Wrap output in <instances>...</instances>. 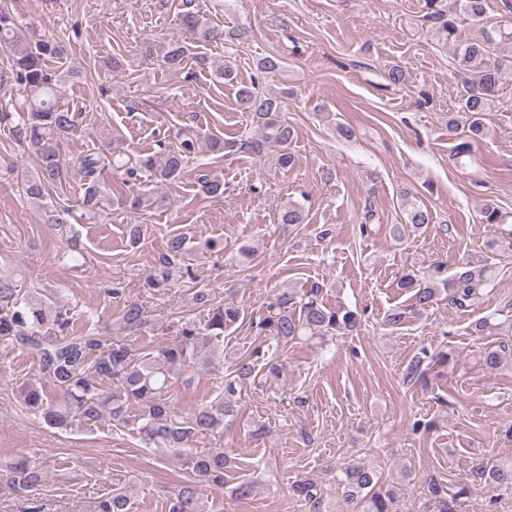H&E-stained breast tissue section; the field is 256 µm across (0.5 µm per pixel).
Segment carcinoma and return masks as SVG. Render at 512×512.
<instances>
[{
    "label": "carcinoma",
    "instance_id": "carcinoma-1",
    "mask_svg": "<svg viewBox=\"0 0 512 512\" xmlns=\"http://www.w3.org/2000/svg\"><path fill=\"white\" fill-rule=\"evenodd\" d=\"M455 6L475 21L486 13V0H455ZM177 25L205 46L222 39L224 32L211 24L201 13L196 0H180L175 15ZM495 42L492 32L458 45L454 56L471 75L468 96L462 110L471 122V137L481 133V116L494 102L501 70L480 67L488 45ZM0 49L10 55L12 81L19 87L22 99L0 109V128L7 130L18 144L36 148L39 167L22 183L24 197L37 207L52 206L54 197L61 196L70 181V173L80 176L83 206L90 212L117 204L138 210L148 204L160 189L169 188L183 177L188 163L198 153V143L206 139L210 151L248 153L261 157L271 147H279L276 163L282 168L293 165L288 152L293 129L281 119V101L260 95L249 87L239 90L243 109L253 114L260 128L257 137L225 141L217 136H204L200 131L179 129L171 140H159L151 152L137 155L121 147V140L112 139L108 153L84 154L69 164L62 160L58 140L74 132L79 113L60 101V85L84 75L80 65H63L69 56V46L59 36L26 39L18 34L16 16L0 9ZM186 57V48L178 40L171 42L163 55L168 68L179 69ZM201 191L210 198L224 195V181L203 173L197 178ZM304 205L289 200L279 211L282 224H303ZM428 210L411 205L405 225L421 229L430 224ZM187 238L172 237L167 254L148 277L150 289L165 288L176 272V264L186 253ZM488 264L465 263L448 282L450 302L460 308L470 306L490 281ZM399 288L414 291L415 303L430 306L438 289L413 274L400 278ZM322 286L314 283L305 291L284 289L274 294L267 314L255 322L257 334L276 344L288 343L300 336L333 337L357 329L361 315L344 306L331 307L321 298ZM193 306L207 316L204 326L193 320L181 325L176 336L140 352L124 339H112L94 327L75 332L70 325L73 315L68 305L58 299V291L36 294L23 290L10 272H0V345L7 351L33 349L39 356V374L53 385L56 394L45 395L38 388L26 386L25 407L41 416L46 424L58 430L91 428L104 419L127 429L147 445L157 448H187L198 436L224 431L226 417L234 414L232 397L237 386L257 376L258 362L266 352L256 347L234 361L233 378L224 383L227 397L209 404H200L185 416L177 414L170 393L174 386L173 373L187 364L209 372L224 362V347L219 344L227 325L236 322L242 309L232 302L217 304L211 290L197 288L191 297ZM120 321L134 333L148 322L141 303H122ZM512 358V347L503 344L482 353V363L489 370L497 369L506 358ZM448 365L450 353L440 351L428 357L427 351L415 358L406 370L405 378L415 380L425 373L426 359ZM229 457L222 448L193 450L185 457L187 469L194 479L215 488L226 485L225 471ZM11 483L28 492L44 481L36 463L21 459L9 466ZM477 475L493 489L512 490V461H501L477 471ZM338 489L347 505V512H398V487H379L374 470L359 463L340 466L336 475ZM427 491L437 505V512H457V500L469 492L463 483L456 485L453 495L444 486L431 480ZM295 496L312 504L313 512H324L323 494L309 480L292 485ZM96 512H133L130 498L114 490L102 497ZM170 512H206L205 502L192 484L180 488Z\"/></svg>",
    "mask_w": 512,
    "mask_h": 512
}]
</instances>
